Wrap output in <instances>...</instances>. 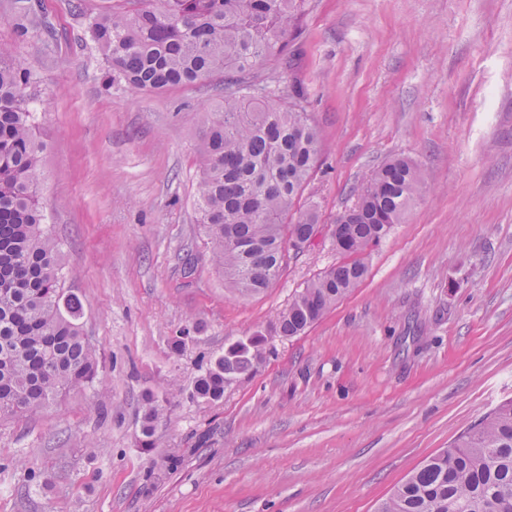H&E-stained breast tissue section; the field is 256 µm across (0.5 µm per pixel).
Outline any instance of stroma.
<instances>
[{"label":"stroma","instance_id":"35a3bbf8","mask_svg":"<svg viewBox=\"0 0 512 512\" xmlns=\"http://www.w3.org/2000/svg\"><path fill=\"white\" fill-rule=\"evenodd\" d=\"M114 2L41 0L28 21L0 0V44L40 79L39 195L99 355L90 386L0 419V512H376L512 399V0H308L253 74L320 131L302 199L316 237L247 295L197 222L200 132L231 87H106L91 23ZM397 155L425 189L364 251L359 287L269 337L222 400L188 399L201 367L340 262L337 217ZM148 390L171 402L151 448Z\"/></svg>","mask_w":512,"mask_h":512}]
</instances>
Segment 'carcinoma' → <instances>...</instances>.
<instances>
[{"instance_id":"cac0c4a2","label":"carcinoma","mask_w":512,"mask_h":512,"mask_svg":"<svg viewBox=\"0 0 512 512\" xmlns=\"http://www.w3.org/2000/svg\"><path fill=\"white\" fill-rule=\"evenodd\" d=\"M97 16L92 37L108 62L105 81L159 91L235 73L236 91L200 135L198 223L224 282L242 293L269 287L288 262V241L314 230L311 210L294 209L321 150L303 99L255 93L251 71L297 35L307 0H122ZM36 77L0 45V418L44 408L60 391L98 373L82 336L79 300L61 286V252L45 225L39 154L30 112ZM424 190L419 165L404 157L373 171L353 208L336 220V251L356 256L313 280L269 331L295 337L357 287V259L401 221ZM265 335L231 344L201 370L189 396L216 401L224 385L254 371ZM142 432L152 444L166 407L145 394ZM377 512H512V400L416 469Z\"/></svg>"}]
</instances>
